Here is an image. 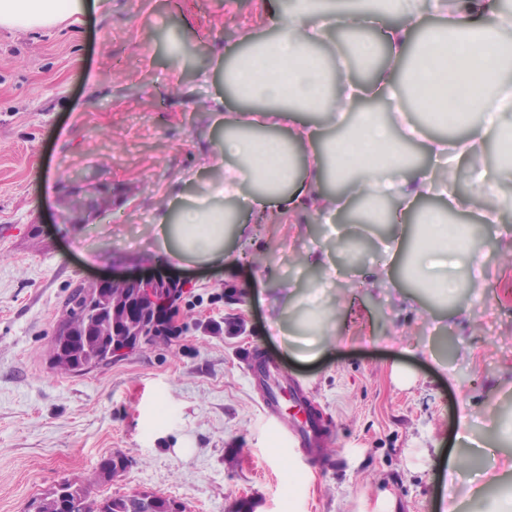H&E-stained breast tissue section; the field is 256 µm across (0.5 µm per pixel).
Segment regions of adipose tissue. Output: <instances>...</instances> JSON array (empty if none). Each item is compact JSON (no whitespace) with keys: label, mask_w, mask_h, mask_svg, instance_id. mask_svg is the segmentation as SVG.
<instances>
[{"label":"adipose tissue","mask_w":512,"mask_h":512,"mask_svg":"<svg viewBox=\"0 0 512 512\" xmlns=\"http://www.w3.org/2000/svg\"><path fill=\"white\" fill-rule=\"evenodd\" d=\"M98 0H0V28L53 29L96 8ZM439 24L424 23L408 0H392L400 24L385 25L363 0H295L271 38L253 39L245 53L223 64V94L206 108L223 130L201 160L217 178L200 184L179 204L160 206L156 224L161 251L178 262L201 260L233 267L224 250V228L247 235L246 215L232 208L238 197L262 210L293 211L313 202L326 219L348 212L367 223L361 201L389 202L383 221L393 230L385 250L401 255L399 270L381 268L377 280H407L453 296L460 287L481 294L483 262L449 237L439 208H417L419 199L453 197L451 173L470 172L484 195L487 223L499 220L496 192L512 183V15L497 0H432ZM381 28V39L364 36L349 45L369 61L385 49L386 64L368 81L337 80L345 59L322 58L317 49L336 27ZM362 99L387 104L385 119L359 107ZM318 112L322 124L304 118ZM452 120L460 136L432 137L419 114ZM496 142L504 158L495 170L484 162ZM419 145L442 159L446 171L415 169L408 149Z\"/></svg>","instance_id":"adipose-tissue-1"}]
</instances>
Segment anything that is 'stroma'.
Masks as SVG:
<instances>
[{"label":"stroma","mask_w":512,"mask_h":512,"mask_svg":"<svg viewBox=\"0 0 512 512\" xmlns=\"http://www.w3.org/2000/svg\"><path fill=\"white\" fill-rule=\"evenodd\" d=\"M291 0H99L53 30L0 29V512L64 480L94 495L152 491L187 512H501L512 485V184L503 223L462 177L453 221L485 256L483 297L444 308L423 291L372 287L388 260L373 232L365 258L340 265L350 225L314 207L271 213L233 269L155 261L161 199L191 194L208 150L201 109L223 87L220 57L246 35L273 36ZM209 72L201 81L200 72ZM109 186L103 210L74 219L66 197ZM180 283L174 331L82 374L52 369L64 303L100 278ZM320 284L336 339L313 359L271 335L293 329L284 284ZM311 396L332 424L325 460L280 444L264 415L252 356ZM471 426L459 440L461 420ZM190 451L179 457L178 449ZM121 454L112 481L95 476ZM461 461L449 475L448 462Z\"/></svg>","instance_id":"stroma-1"}]
</instances>
